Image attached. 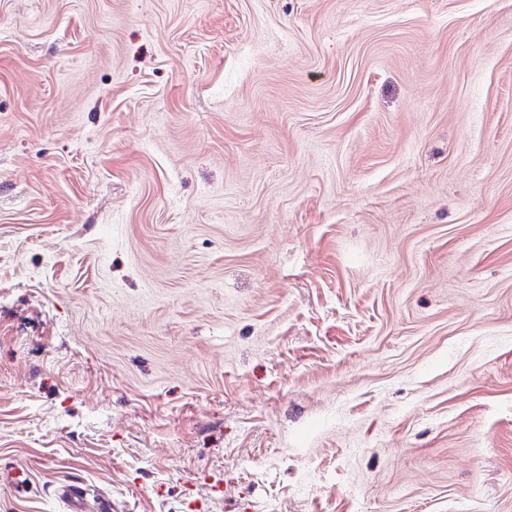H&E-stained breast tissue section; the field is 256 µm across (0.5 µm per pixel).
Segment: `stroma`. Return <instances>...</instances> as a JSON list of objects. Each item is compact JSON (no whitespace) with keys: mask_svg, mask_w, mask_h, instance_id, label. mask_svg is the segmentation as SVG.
I'll return each mask as SVG.
<instances>
[{"mask_svg":"<svg viewBox=\"0 0 512 512\" xmlns=\"http://www.w3.org/2000/svg\"><path fill=\"white\" fill-rule=\"evenodd\" d=\"M512 512V0H0V512Z\"/></svg>","mask_w":512,"mask_h":512,"instance_id":"obj_1","label":"stroma"}]
</instances>
